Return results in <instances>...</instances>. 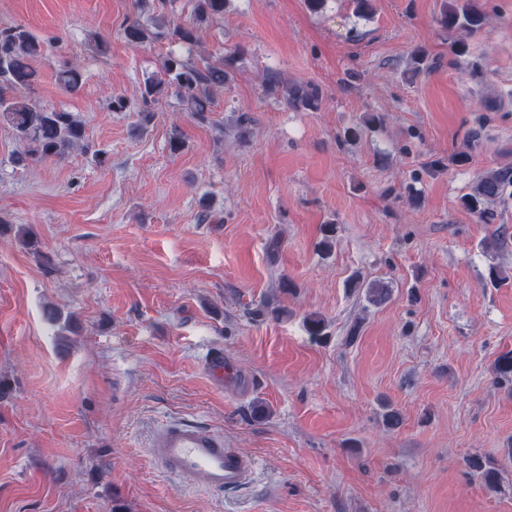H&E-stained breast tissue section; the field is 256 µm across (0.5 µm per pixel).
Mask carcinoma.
I'll return each instance as SVG.
<instances>
[{"label": "carcinoma", "mask_w": 512, "mask_h": 512, "mask_svg": "<svg viewBox=\"0 0 512 512\" xmlns=\"http://www.w3.org/2000/svg\"><path fill=\"white\" fill-rule=\"evenodd\" d=\"M223 16L224 0H193L189 22L166 25L167 35L174 42L194 45L198 31ZM441 22L450 34L471 35L484 27L486 12L479 0H449ZM123 32L131 44H143L153 37L150 28L138 19L126 22ZM40 52V42L24 28L0 32V86L15 91L12 96H0V125L10 128L16 139L26 145L27 150L19 157L21 162L63 155L81 146L85 136L84 123L79 116L45 109L25 95L38 80L33 60ZM227 79L224 60L218 63L204 60L194 64L170 52L163 59L160 71L144 80L142 103L146 106L153 104L174 89L189 116L204 122L208 120L216 93L224 91ZM57 80L66 91L77 92L82 83L79 65H63L57 72ZM286 101L296 110L315 109L321 101V92L315 85H296L286 90ZM511 186L512 167H498L478 179L472 192L461 198V205L476 214L482 223L491 224L495 214L488 204L502 197ZM351 287L364 290L367 301L373 305L382 303L388 295L384 286L374 282L354 281ZM494 371L497 382H512V350L497 358ZM468 467L472 474L483 478L486 485L493 486L492 471L487 469L482 457L471 456Z\"/></svg>", "instance_id": "obj_1"}]
</instances>
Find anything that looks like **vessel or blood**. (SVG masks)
Segmentation results:
<instances>
[{
	"label": "vessel or blood",
	"instance_id": "1",
	"mask_svg": "<svg viewBox=\"0 0 512 512\" xmlns=\"http://www.w3.org/2000/svg\"><path fill=\"white\" fill-rule=\"evenodd\" d=\"M148 446L162 470L207 491L238 490L248 483L257 466L254 457L225 447L222 436L179 420L156 428Z\"/></svg>",
	"mask_w": 512,
	"mask_h": 512
}]
</instances>
